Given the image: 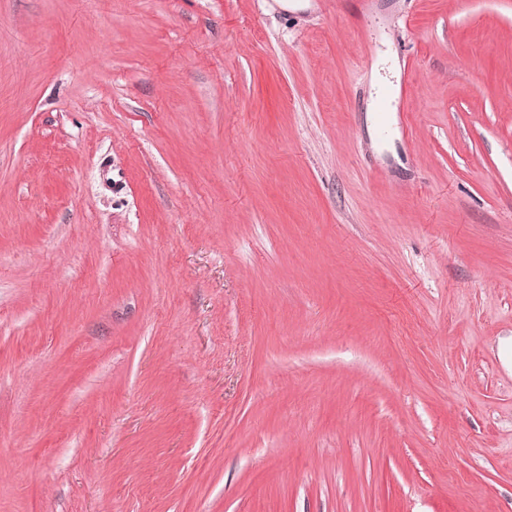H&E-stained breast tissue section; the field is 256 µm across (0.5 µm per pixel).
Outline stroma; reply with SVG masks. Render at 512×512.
Here are the masks:
<instances>
[{"label": "stroma", "instance_id": "1", "mask_svg": "<svg viewBox=\"0 0 512 512\" xmlns=\"http://www.w3.org/2000/svg\"><path fill=\"white\" fill-rule=\"evenodd\" d=\"M0 512H512V0H0ZM383 72V74H381ZM397 77V68L394 56L385 51L379 55V61L374 72L373 89L376 96H379L381 87L385 84L391 83L393 78Z\"/></svg>", "mask_w": 512, "mask_h": 512}]
</instances>
